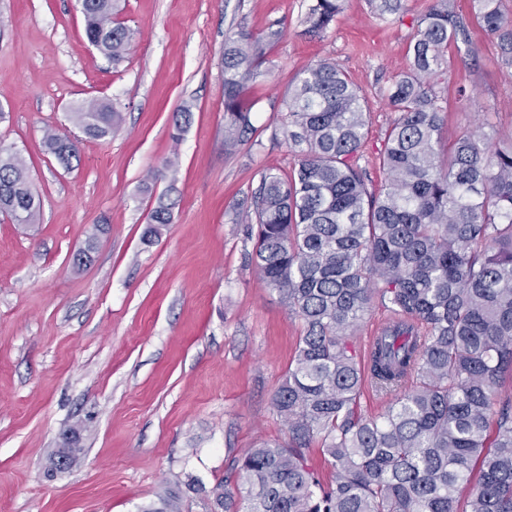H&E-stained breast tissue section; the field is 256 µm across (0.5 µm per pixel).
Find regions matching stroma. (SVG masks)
<instances>
[{"label": "stroma", "mask_w": 512, "mask_h": 512, "mask_svg": "<svg viewBox=\"0 0 512 512\" xmlns=\"http://www.w3.org/2000/svg\"><path fill=\"white\" fill-rule=\"evenodd\" d=\"M316 0H125L136 33L120 61L92 48L79 0H0V148L20 152L40 201V222L0 215V512H139L179 492L183 512H206L209 490L233 459L263 440L287 441L272 405L302 320L260 280L246 207L262 173L287 174L295 157L273 138L274 115L295 76L327 59L368 98L358 163L370 189L395 119L387 95L402 76L420 18L435 0L379 14L372 0H342L321 34L302 22ZM468 43L448 47L435 87L442 139L483 125L512 146V69L454 0ZM260 40L265 62L246 99L255 138L224 142V43ZM110 101L111 135L94 139L75 108ZM192 116L180 140L173 116ZM77 141L64 169L46 129ZM176 164L170 175L168 164ZM172 221L142 242L158 200ZM94 260L76 268L95 225ZM83 423L84 448L66 473L46 475L63 434Z\"/></svg>", "instance_id": "35a3bbf8"}]
</instances>
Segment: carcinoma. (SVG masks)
Returning <instances> with one entry per match:
<instances>
[{
	"label": "carcinoma",
	"mask_w": 512,
	"mask_h": 512,
	"mask_svg": "<svg viewBox=\"0 0 512 512\" xmlns=\"http://www.w3.org/2000/svg\"><path fill=\"white\" fill-rule=\"evenodd\" d=\"M478 24L512 67V16L503 0H472ZM341 0H317L309 30H326ZM118 0H83L85 35L118 61L134 31L116 19ZM465 39L454 7L440 0L418 21L407 70L392 88L397 113L380 155L385 182L368 188L357 163L367 99L322 60L298 74L284 100L283 134L297 157L286 175L265 172L251 194L255 266L303 320L294 365L272 403L288 430L233 460L248 485L237 500L219 481L210 512H512V147L494 150L466 132L441 149L445 115L433 82L448 72V44ZM262 49L240 31L224 47V139L255 132L242 90L258 76ZM86 134L104 138L117 111L95 99L74 112ZM44 142L65 167L79 149L54 130ZM36 224L40 202L17 152L0 148V213ZM159 202L143 238L171 223ZM385 326L360 356L355 331L372 305ZM368 386L389 399L369 417ZM63 442L67 467L82 452L81 429ZM331 476L309 460L312 444ZM141 512H182L166 492Z\"/></svg>",
	"instance_id": "cac0c4a2"
}]
</instances>
